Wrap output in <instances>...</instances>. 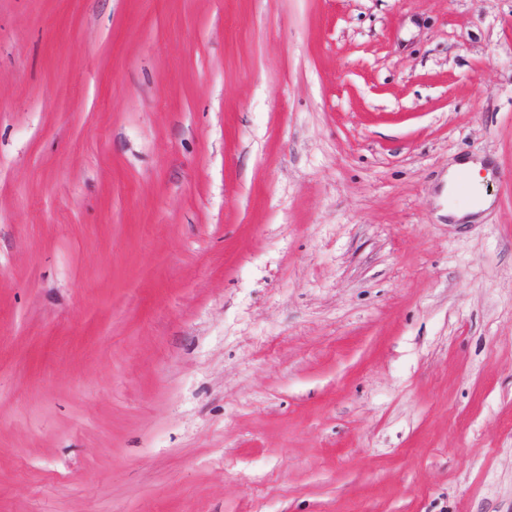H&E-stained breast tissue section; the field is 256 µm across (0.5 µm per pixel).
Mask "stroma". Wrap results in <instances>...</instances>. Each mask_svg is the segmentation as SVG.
Wrapping results in <instances>:
<instances>
[{"label":"stroma","mask_w":512,"mask_h":512,"mask_svg":"<svg viewBox=\"0 0 512 512\" xmlns=\"http://www.w3.org/2000/svg\"><path fill=\"white\" fill-rule=\"evenodd\" d=\"M0 512H512V0H0Z\"/></svg>","instance_id":"1"}]
</instances>
